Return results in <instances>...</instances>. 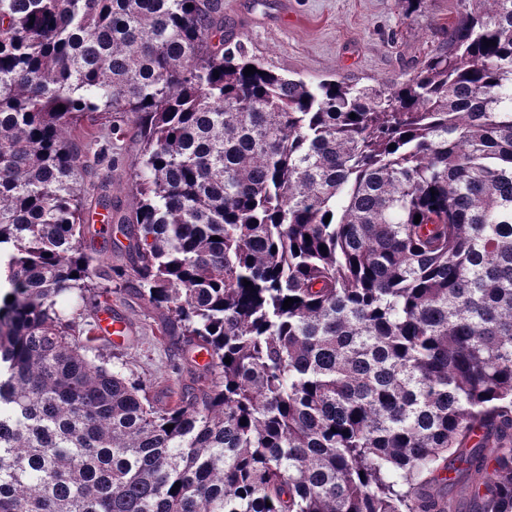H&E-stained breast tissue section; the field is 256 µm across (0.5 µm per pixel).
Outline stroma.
<instances>
[{
	"label": "stroma",
	"mask_w": 512,
	"mask_h": 512,
	"mask_svg": "<svg viewBox=\"0 0 512 512\" xmlns=\"http://www.w3.org/2000/svg\"><path fill=\"white\" fill-rule=\"evenodd\" d=\"M460 0H422L405 10L400 0H224V31L247 46L265 67L286 77L316 84L345 79L358 85L402 83L448 38ZM113 141L120 162L112 171L113 205L132 213L137 200L130 191L131 163L139 145L132 122ZM116 308L128 321L132 339L113 345L101 337L93 355L145 381L154 398L188 382L174 373V350L158 332L159 314L126 283L116 292Z\"/></svg>",
	"instance_id": "35a3bbf8"
}]
</instances>
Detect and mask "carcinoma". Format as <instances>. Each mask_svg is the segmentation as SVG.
I'll return each mask as SVG.
<instances>
[{
    "mask_svg": "<svg viewBox=\"0 0 512 512\" xmlns=\"http://www.w3.org/2000/svg\"><path fill=\"white\" fill-rule=\"evenodd\" d=\"M461 2L372 87L224 47V0H0V512H512V0ZM124 117L127 275L210 357L165 404L75 336L77 131Z\"/></svg>",
    "mask_w": 512,
    "mask_h": 512,
    "instance_id": "1",
    "label": "carcinoma"
}]
</instances>
